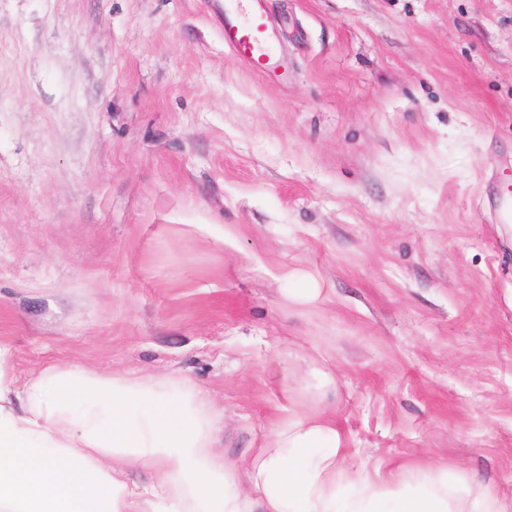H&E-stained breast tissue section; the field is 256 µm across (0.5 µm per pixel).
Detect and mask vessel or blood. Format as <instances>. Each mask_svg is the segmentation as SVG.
<instances>
[{
	"label": "vessel or blood",
	"instance_id": "vessel-or-blood-1",
	"mask_svg": "<svg viewBox=\"0 0 512 512\" xmlns=\"http://www.w3.org/2000/svg\"><path fill=\"white\" fill-rule=\"evenodd\" d=\"M251 10L246 21L228 18L224 21V43L233 55L253 71L264 74L277 61L268 41L265 0H250Z\"/></svg>",
	"mask_w": 512,
	"mask_h": 512
}]
</instances>
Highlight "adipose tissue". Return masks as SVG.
<instances>
[{
	"label": "adipose tissue",
	"mask_w": 512,
	"mask_h": 512,
	"mask_svg": "<svg viewBox=\"0 0 512 512\" xmlns=\"http://www.w3.org/2000/svg\"><path fill=\"white\" fill-rule=\"evenodd\" d=\"M219 423L174 377L50 367L19 389L0 350V512H512L444 465L369 467L318 411L289 412L243 471L219 451ZM129 467L150 483L129 485Z\"/></svg>",
	"instance_id": "obj_1"
}]
</instances>
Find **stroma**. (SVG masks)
Masks as SVG:
<instances>
[{
	"instance_id": "35a3bbf8",
	"label": "stroma",
	"mask_w": 512,
	"mask_h": 512,
	"mask_svg": "<svg viewBox=\"0 0 512 512\" xmlns=\"http://www.w3.org/2000/svg\"><path fill=\"white\" fill-rule=\"evenodd\" d=\"M0 0V348L285 408L512 500V0ZM292 288L315 289L294 298ZM251 10L244 22L224 16V44L253 71L265 74L276 64V53L268 41L266 0H249Z\"/></svg>"
}]
</instances>
